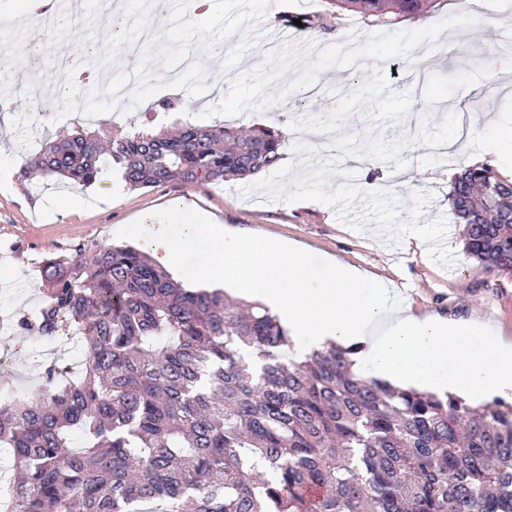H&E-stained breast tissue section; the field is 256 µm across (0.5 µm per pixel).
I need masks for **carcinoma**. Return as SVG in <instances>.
<instances>
[{
    "label": "carcinoma",
    "instance_id": "carcinoma-1",
    "mask_svg": "<svg viewBox=\"0 0 512 512\" xmlns=\"http://www.w3.org/2000/svg\"><path fill=\"white\" fill-rule=\"evenodd\" d=\"M337 2L390 24L432 0ZM284 143L189 117L173 133L79 130L44 139L19 177L219 183L278 167ZM448 201L466 253L512 274V183L476 166ZM41 274L42 304L16 326L74 337L83 363L0 384L17 472L0 512H512L511 402L364 379L354 347L286 361L291 336L264 306L184 288L132 246H82Z\"/></svg>",
    "mask_w": 512,
    "mask_h": 512
}]
</instances>
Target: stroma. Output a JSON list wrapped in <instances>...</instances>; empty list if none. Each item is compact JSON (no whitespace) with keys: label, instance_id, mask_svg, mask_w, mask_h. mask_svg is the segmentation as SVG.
Here are the masks:
<instances>
[{"label":"stroma","instance_id":"obj_1","mask_svg":"<svg viewBox=\"0 0 512 512\" xmlns=\"http://www.w3.org/2000/svg\"><path fill=\"white\" fill-rule=\"evenodd\" d=\"M485 23L476 24L471 35L452 40L451 32L468 21L464 0H435L424 16L384 25L372 18L347 11L330 0H310L301 7L272 6L265 29L286 31V38L259 42L248 49L242 64L250 71L246 78L228 75L222 66L226 52L238 45L242 34L221 43L219 50L205 55L212 84L200 98L193 118L201 125L222 120L244 127H272L288 130L292 119L306 113L321 114L336 106L327 88L343 93L361 86L369 73L353 66L354 57L378 65L390 91H412L410 113L388 124L382 137L403 142L401 156L408 166L400 180L382 183L381 174L392 164L372 160L366 167H354L344 160L343 168H356L362 189L387 191L401 202L413 192L430 190L434 200L424 218L445 215L449 229L445 239L457 263L445 269L432 261L425 244L408 237L392 243L386 236L357 233L340 222L332 208L317 202H270L261 194L241 195L240 179L221 184L193 185L172 181L136 190L116 181L80 190L68 182L56 184L42 178L21 179L18 171L34 146L48 136L73 133L72 117L58 118L56 98L21 95L8 118L0 119V157L8 162L10 182L0 181V309L9 314L35 312L43 300L41 266L51 255L72 254L78 244H131L146 249L149 233L175 229L190 222L189 208L218 217L225 227L240 233L260 231L309 246L314 261L336 257L373 275L390 281L420 312H441L456 317L479 313L491 319L504 338L512 341V275L489 271L463 250L462 226L448 205L449 185L440 174L442 167L427 147L415 144L414 136L426 107L423 86L410 82L411 71L451 75L488 65L492 77L459 90L451 100L434 104V122L447 111L469 112L474 116L469 151L479 163L500 168L501 161L488 150V129L499 113H512V56L498 55L502 37H512V0H487ZM52 40L85 43L93 50L104 48L108 27L76 19L56 26L45 19ZM450 39V38H449ZM431 48L428 58L416 56L417 45ZM49 113V120L36 123L35 112ZM84 193L87 205L75 213L60 214L65 197ZM44 338L16 333L11 345L0 351V382L22 388L39 385L45 363L39 355Z\"/></svg>","mask_w":512,"mask_h":512}]
</instances>
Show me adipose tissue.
Listing matches in <instances>:
<instances>
[{"label":"adipose tissue","mask_w":512,"mask_h":512,"mask_svg":"<svg viewBox=\"0 0 512 512\" xmlns=\"http://www.w3.org/2000/svg\"><path fill=\"white\" fill-rule=\"evenodd\" d=\"M201 236L210 249L197 257V275L261 302L307 349L357 346V371L396 385L512 395V342L482 316L415 314L396 288L359 267L317 264L297 243L257 231L242 236L209 217L155 234L149 248L163 265L178 266Z\"/></svg>","instance_id":"1"}]
</instances>
